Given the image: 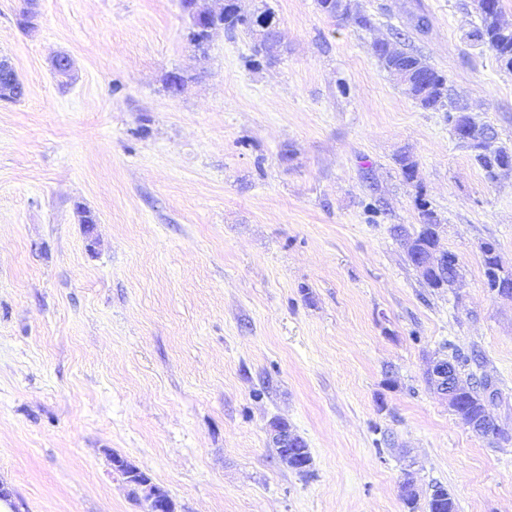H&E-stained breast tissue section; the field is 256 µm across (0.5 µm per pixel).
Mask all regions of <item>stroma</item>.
I'll return each mask as SVG.
<instances>
[{"label": "stroma", "mask_w": 512, "mask_h": 512, "mask_svg": "<svg viewBox=\"0 0 512 512\" xmlns=\"http://www.w3.org/2000/svg\"><path fill=\"white\" fill-rule=\"evenodd\" d=\"M260 1L288 52L255 66L221 29L194 51L179 0H39L30 29L0 0L25 86L0 100V486L17 512H144L117 454L177 512H407V471L456 512H512V298L479 251L512 269V172L487 179L370 43L407 31L510 145L512 73L466 42L475 0H348L370 31L316 0L239 4ZM420 191L456 287H424L393 231L418 230ZM449 345L508 440L428 387ZM280 421L308 473L280 462ZM489 251H490V249L487 251H482L480 248V252L482 254V264H483V268H484V275L486 278L487 288H489V291L493 292L492 291L493 288H491L493 281L489 280V275H488L489 268H490V266H492L491 274L493 277L495 276L497 279L496 285L494 286V288H495L494 293H497L500 296L512 297V271L506 270L500 263L496 262L493 264V262H492L493 258L489 254ZM508 278L511 281V284H510V281H509V284L507 283ZM503 288H505V289H503ZM507 288H511V289L508 290Z\"/></svg>", "instance_id": "1"}]
</instances>
